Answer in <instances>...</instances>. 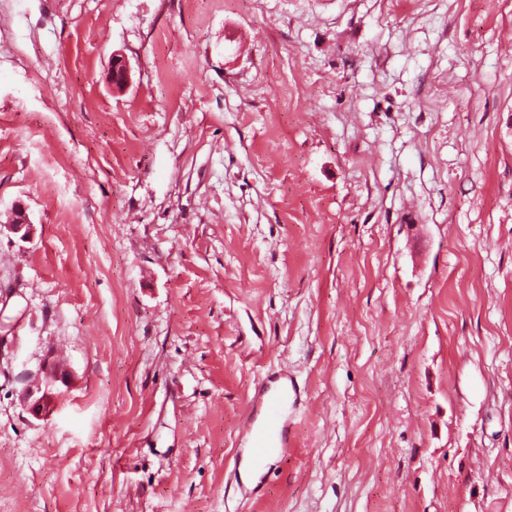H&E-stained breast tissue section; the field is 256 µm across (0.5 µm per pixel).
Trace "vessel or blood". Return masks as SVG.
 <instances>
[{"mask_svg": "<svg viewBox=\"0 0 512 512\" xmlns=\"http://www.w3.org/2000/svg\"><path fill=\"white\" fill-rule=\"evenodd\" d=\"M257 397L261 413L246 419L240 434L246 443L244 453L252 468L265 477L273 461L288 452L289 395L287 387L275 390L263 385L259 387Z\"/></svg>", "mask_w": 512, "mask_h": 512, "instance_id": "1", "label": "vessel or blood"}]
</instances>
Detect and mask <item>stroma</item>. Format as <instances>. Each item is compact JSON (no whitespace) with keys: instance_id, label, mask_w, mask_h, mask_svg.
<instances>
[{"instance_id":"35a3bbf8","label":"stroma","mask_w":512,"mask_h":512,"mask_svg":"<svg viewBox=\"0 0 512 512\" xmlns=\"http://www.w3.org/2000/svg\"><path fill=\"white\" fill-rule=\"evenodd\" d=\"M17 207L0 512H512V0H0ZM39 371L23 389L26 409L36 419L50 413L56 400L73 385L70 372L56 362H45ZM261 416L252 415L243 423L240 435L247 448L244 453L252 468L265 479L273 461L288 453V385L272 390L261 385L257 391Z\"/></svg>"}]
</instances>
